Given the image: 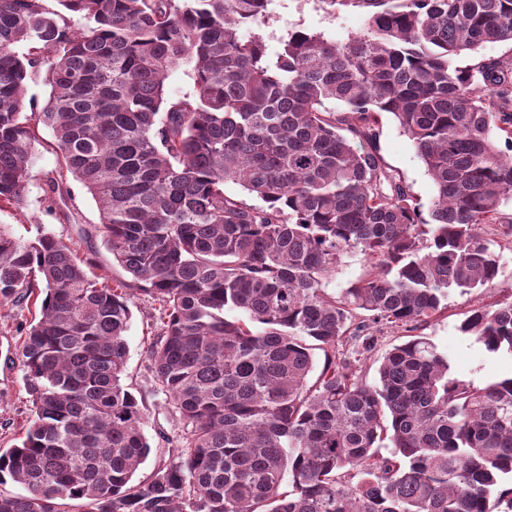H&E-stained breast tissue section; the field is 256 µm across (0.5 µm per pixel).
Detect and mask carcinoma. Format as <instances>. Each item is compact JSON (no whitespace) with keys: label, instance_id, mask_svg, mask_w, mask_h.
Instances as JSON below:
<instances>
[{"label":"carcinoma","instance_id":"1","mask_svg":"<svg viewBox=\"0 0 512 512\" xmlns=\"http://www.w3.org/2000/svg\"><path fill=\"white\" fill-rule=\"evenodd\" d=\"M270 2L0 0V208L23 203L49 129V192L91 194L130 275L111 287L51 233L0 225V305L40 300L20 346L32 418L0 449V484L25 493L0 512H512V376L454 378L414 334L505 272L487 227L512 202V58L454 61L512 44V0H320L362 9L366 32L294 27L274 52ZM38 62L51 92L27 113ZM182 66L194 92L172 98ZM384 114L435 186L426 218L373 148ZM351 249L373 267L330 294ZM136 291L162 308L152 367L182 424L143 479L122 383ZM383 327L411 336L370 382L358 356ZM459 329L512 354V301Z\"/></svg>","mask_w":512,"mask_h":512}]
</instances>
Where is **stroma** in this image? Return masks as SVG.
<instances>
[{"label":"stroma","instance_id":"35a3bbf8","mask_svg":"<svg viewBox=\"0 0 512 512\" xmlns=\"http://www.w3.org/2000/svg\"><path fill=\"white\" fill-rule=\"evenodd\" d=\"M268 10L270 20L264 33L274 50L279 49L280 38L293 27L321 32L336 41L346 40L365 29V17L355 7L342 8L332 15L321 9L318 0H271ZM52 141L51 132L42 130L41 141L29 165L25 202L17 208L1 209L0 224L10 225L14 234L25 240L34 238L38 229H45L72 244L80 256L91 259L93 274L112 285L125 280L126 271L113 261L102 244L96 203L81 184L70 181L69 197L53 204L47 201L48 181L57 167ZM376 147L385 163L409 186L416 201L421 206H429L435 195L434 184L413 142L392 116L383 117ZM491 237L502 246L507 275L498 278L488 290L451 292L447 309L419 329L420 334L430 338L438 352L447 357L450 376L481 387L512 375L511 353L489 352L459 330L467 312L474 307L512 301V226L495 225ZM130 309L131 320L126 333L129 352L123 382L144 408V431L152 451L139 474L146 477L155 465L170 459L181 425L151 365L149 344L163 326L160 305L151 295L141 292L133 298ZM34 313L30 305L0 306V448L16 444L31 418L19 347L21 331L31 323Z\"/></svg>","mask_w":512,"mask_h":512}]
</instances>
